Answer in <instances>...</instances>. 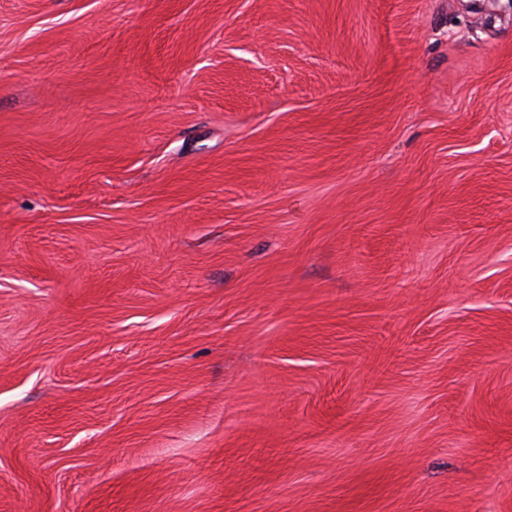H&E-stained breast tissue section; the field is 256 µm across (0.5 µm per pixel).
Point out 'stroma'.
<instances>
[{
  "mask_svg": "<svg viewBox=\"0 0 512 512\" xmlns=\"http://www.w3.org/2000/svg\"><path fill=\"white\" fill-rule=\"evenodd\" d=\"M0 512H512V0H0Z\"/></svg>",
  "mask_w": 512,
  "mask_h": 512,
  "instance_id": "obj_1",
  "label": "stroma"
}]
</instances>
